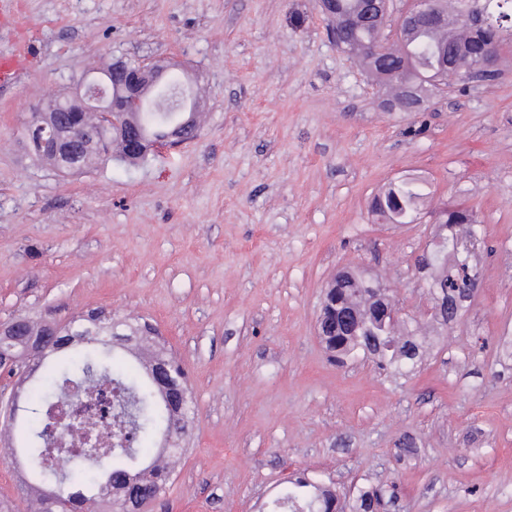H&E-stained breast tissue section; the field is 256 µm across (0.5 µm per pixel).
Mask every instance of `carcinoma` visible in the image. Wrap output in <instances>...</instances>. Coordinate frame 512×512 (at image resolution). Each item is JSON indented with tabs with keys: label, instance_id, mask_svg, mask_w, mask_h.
Segmentation results:
<instances>
[{
	"label": "carcinoma",
	"instance_id": "1",
	"mask_svg": "<svg viewBox=\"0 0 512 512\" xmlns=\"http://www.w3.org/2000/svg\"><path fill=\"white\" fill-rule=\"evenodd\" d=\"M458 3L442 0V14L448 15V22L428 21L416 26L413 56H408L401 44L382 56L385 68L411 83L414 92L394 86V81L386 80L372 63L362 62L383 89V103L388 109L420 111V98L438 89L433 53L441 47L448 48V56L463 59L485 45L503 48L512 44V0H465L464 7L472 16L470 24L457 21ZM366 7L367 0H338L336 4L339 14L349 21L340 34L341 43L361 57L365 44L388 41L387 16L370 23L359 20ZM174 118L165 101L160 109L138 113L134 124L118 134L94 112L56 115L61 126L73 121L79 125V140L71 144L69 154L82 170L95 161L127 158V138L144 130L154 134L170 130ZM429 197L426 182L412 177L391 184L372 204V211L386 223L411 224L423 213ZM437 224L438 242L422 256L421 265L433 270L431 280L439 285L437 306L447 307L448 321L456 323L465 313L467 281L475 280L469 256L459 250L457 241L464 231L475 233L477 220L466 209L445 207L439 212ZM386 304L388 301L369 284L368 277L355 271L342 272L334 287L325 289L324 311L336 319L325 340L331 357L343 362L362 353L376 359L386 371L414 369L423 354L414 330L405 322L386 333L377 330ZM112 321V312L99 309L61 326V335L73 337L70 345L53 348L43 358L29 361L25 368L30 375L17 380L23 406L20 415L10 422L16 434L11 455L21 454L28 466L29 477L22 484L26 492L36 496L37 512L54 510L49 492L55 488L70 500L72 512H100L105 506L110 512H135L136 502L166 489L171 479L169 464L182 455L180 444L189 436L192 421H181L182 411L163 401L149 373L154 364H167L174 383L186 390L185 408L191 413L193 399L187 373L169 350L148 344L141 322L119 323L117 333L133 339L125 344L112 335ZM71 389L79 393L95 389L101 397L111 396L119 403L118 413L129 425L130 447L114 449L111 462L95 465L79 455H61L44 462V454L55 438L50 411L61 393ZM169 431L174 437L164 447L162 440ZM135 467L142 472L137 491L128 489L125 482V475ZM394 493L393 484L361 487L345 507L350 512H379L384 499ZM337 502L336 490L329 484L302 473L287 481L272 500L269 512H337Z\"/></svg>",
	"mask_w": 512,
	"mask_h": 512
}]
</instances>
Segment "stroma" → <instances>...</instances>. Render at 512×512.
<instances>
[{"mask_svg":"<svg viewBox=\"0 0 512 512\" xmlns=\"http://www.w3.org/2000/svg\"><path fill=\"white\" fill-rule=\"evenodd\" d=\"M34 65L0 91V322L95 308L156 324L197 420L155 512H257L291 476L391 482L386 512H512V49L491 85L418 114L336 47L316 0H14ZM113 56L189 62L208 90L197 139L65 175L23 147L30 111ZM427 178L430 213L394 226L373 197ZM473 211L478 292L431 322L415 266L432 212ZM355 269L427 324L407 374L329 360L321 291ZM412 437L418 452L394 451Z\"/></svg>","mask_w":512,"mask_h":512,"instance_id":"1","label":"stroma"}]
</instances>
